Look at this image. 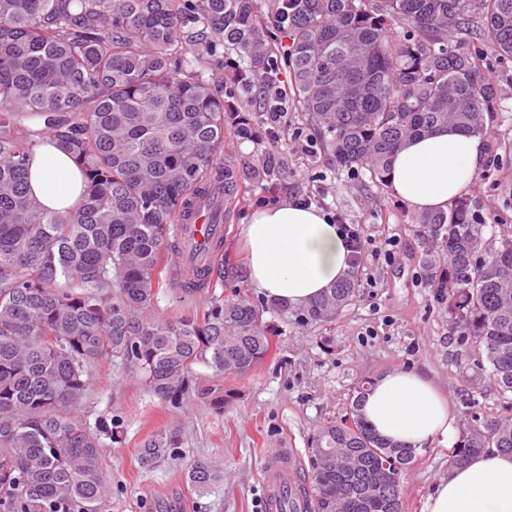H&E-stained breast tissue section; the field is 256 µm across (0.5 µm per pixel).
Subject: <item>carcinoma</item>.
Here are the masks:
<instances>
[{
    "label": "carcinoma",
    "instance_id": "cac0c4a2",
    "mask_svg": "<svg viewBox=\"0 0 512 512\" xmlns=\"http://www.w3.org/2000/svg\"><path fill=\"white\" fill-rule=\"evenodd\" d=\"M480 24L483 46L466 31ZM512 58V0H0V512H106L112 492L103 439L118 440L110 412L89 424L76 411L103 360L137 369L148 391L180 408L221 413L224 376L244 375L270 353L263 315L288 312L224 287L223 241L180 269L178 299L202 297L203 317L163 318L171 288L166 252L197 206L224 222L246 182L271 181L262 164L219 162L224 139L275 143L249 112L224 100L288 109L312 119L336 164L386 185L408 139L451 125L491 140L500 91L484 49ZM235 55L228 95L216 65ZM42 125L34 129L26 122ZM49 132L87 181L81 208L48 212L30 197L28 161ZM421 270L458 336L471 392L490 388L512 410V224L498 237L469 199L411 217ZM352 268L298 322L336 320L357 296ZM204 364L215 380L197 381ZM371 382L346 412L314 433L310 491L317 512H404L403 480L415 449L378 438L361 413ZM450 457L512 453V414L470 397ZM182 455L173 433L139 449L150 471ZM185 480L200 494L224 480L198 458Z\"/></svg>",
    "mask_w": 512,
    "mask_h": 512
}]
</instances>
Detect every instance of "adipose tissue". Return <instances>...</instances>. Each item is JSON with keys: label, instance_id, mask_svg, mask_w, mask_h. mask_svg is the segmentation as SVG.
Masks as SVG:
<instances>
[{"label": "adipose tissue", "instance_id": "1", "mask_svg": "<svg viewBox=\"0 0 512 512\" xmlns=\"http://www.w3.org/2000/svg\"><path fill=\"white\" fill-rule=\"evenodd\" d=\"M484 159L483 139L455 128L409 139L388 174L393 194L417 212L444 211L464 195ZM29 192L42 208L76 211L86 189L71 156L45 136L28 168ZM246 279L268 300L305 306L349 268L344 237L328 215L298 202L259 208L240 227ZM362 413L385 440L415 449L448 442L455 417L447 396L413 370H394L368 390ZM427 512H512V454L489 449L448 468Z\"/></svg>", "mask_w": 512, "mask_h": 512}]
</instances>
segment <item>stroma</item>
I'll return each mask as SVG.
<instances>
[{"label":"stroma","instance_id":"35a3bbf8","mask_svg":"<svg viewBox=\"0 0 512 512\" xmlns=\"http://www.w3.org/2000/svg\"><path fill=\"white\" fill-rule=\"evenodd\" d=\"M277 146L226 137L225 152L241 165L255 160L274 170L276 190L245 185L224 212V267L241 296L258 301L245 276L239 227L262 206L310 199L312 206L357 224L367 240L358 298L336 321L303 327L294 316L265 314L272 349L245 375L228 376L234 398L223 413L204 406L175 409L147 390L136 370L101 363L90 379L93 413L123 419L119 442L106 443L102 466L112 482L107 512H264V453L287 448L308 459L317 428L341 417L358 383L396 369L430 378L461 412L468 384L464 354L421 278V243L410 210L388 187L348 174L324 152L307 114L289 110ZM468 196L484 224H512V150L486 156ZM176 430L184 456L152 471L137 450L149 437ZM451 450L433 442L417 451L404 479L405 512H426L437 481L447 475ZM195 458L224 464V482L197 494L184 469Z\"/></svg>","mask_w":512,"mask_h":512}]
</instances>
